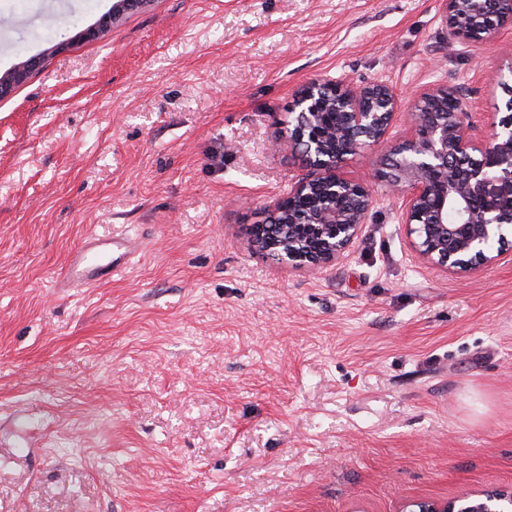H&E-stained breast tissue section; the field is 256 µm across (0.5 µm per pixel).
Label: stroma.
I'll return each mask as SVG.
<instances>
[{"mask_svg": "<svg viewBox=\"0 0 512 512\" xmlns=\"http://www.w3.org/2000/svg\"><path fill=\"white\" fill-rule=\"evenodd\" d=\"M0 0V512H401L512 487V250L416 260L384 152L344 258L264 261L248 228L306 172L277 146L311 78L497 111L512 29L449 45L438 0ZM67 50L53 52L54 44ZM141 252L58 289L86 239ZM148 1L150 0H114L112 10L105 16L103 22L97 27L85 30L81 33V36L85 39L97 38L113 23L118 22L126 13L138 9ZM43 62V56L29 57L16 64L9 72L0 76V99L8 97L13 90L37 70Z\"/></svg>", "mask_w": 512, "mask_h": 512, "instance_id": "35a3bbf8", "label": "stroma"}]
</instances>
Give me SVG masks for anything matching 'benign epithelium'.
<instances>
[{
  "label": "benign epithelium",
  "mask_w": 512,
  "mask_h": 512,
  "mask_svg": "<svg viewBox=\"0 0 512 512\" xmlns=\"http://www.w3.org/2000/svg\"><path fill=\"white\" fill-rule=\"evenodd\" d=\"M148 0H113L103 22L81 36L95 39ZM448 45L480 44L512 28V0H439ZM43 56L29 57L0 76V99L37 70ZM508 95L506 115L478 134L472 113L455 88L436 85L417 98L412 130L387 149L378 179L402 200L403 224L415 257L450 273L490 266L512 247V86L497 74ZM457 110L448 111V100ZM400 100L380 81L355 85L322 77L298 92L278 143L298 150L310 167L272 205L268 223L250 228L253 249L293 268H322L341 259L357 239L372 207V190L343 177L350 156L382 146ZM455 222L448 223V214ZM408 512H512V490L480 498L411 502Z\"/></svg>",
  "instance_id": "obj_1"
}]
</instances>
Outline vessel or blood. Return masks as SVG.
Here are the masks:
<instances>
[{"instance_id":"obj_1","label":"vessel or blood","mask_w":512,"mask_h":512,"mask_svg":"<svg viewBox=\"0 0 512 512\" xmlns=\"http://www.w3.org/2000/svg\"><path fill=\"white\" fill-rule=\"evenodd\" d=\"M136 251V244L122 234L86 240L75 250L63 281L73 287L96 284L102 276L124 271Z\"/></svg>"}]
</instances>
